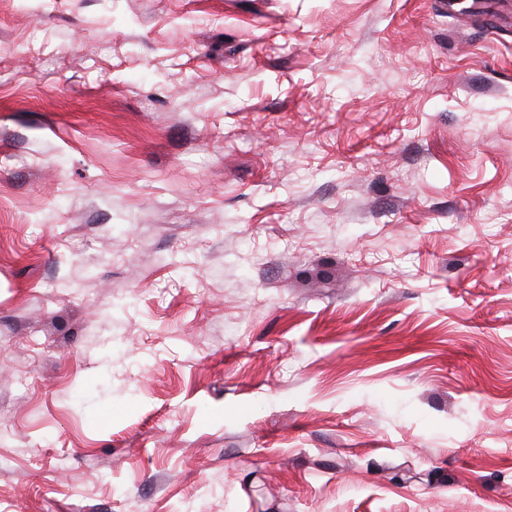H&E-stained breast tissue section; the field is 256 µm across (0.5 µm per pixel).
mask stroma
Returning <instances> with one entry per match:
<instances>
[{"label": "stroma", "instance_id": "35a3bbf8", "mask_svg": "<svg viewBox=\"0 0 512 512\" xmlns=\"http://www.w3.org/2000/svg\"><path fill=\"white\" fill-rule=\"evenodd\" d=\"M433 0H0V512H512V27Z\"/></svg>", "mask_w": 512, "mask_h": 512}]
</instances>
